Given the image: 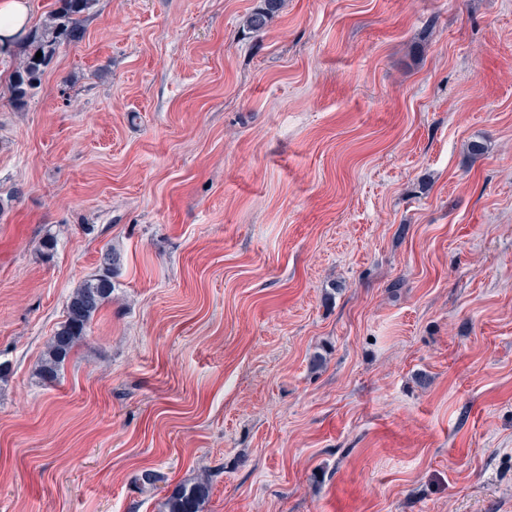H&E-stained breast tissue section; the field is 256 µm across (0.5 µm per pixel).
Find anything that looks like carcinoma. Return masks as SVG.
I'll list each match as a JSON object with an SVG mask.
<instances>
[{
	"label": "carcinoma",
	"instance_id": "carcinoma-1",
	"mask_svg": "<svg viewBox=\"0 0 512 512\" xmlns=\"http://www.w3.org/2000/svg\"><path fill=\"white\" fill-rule=\"evenodd\" d=\"M94 0H58V6L23 40V54L10 72L9 84L16 108H24L42 86L45 69L60 47L80 40L81 18ZM281 8V0H264V7L249 14L247 28L261 32ZM42 53L36 58V53ZM117 254L108 249L102 254L97 274L83 280L69 296L65 320L48 340L41 366V377L54 381L60 369L75 354L88 335L94 316L112 296V274ZM210 495V482L202 479L191 485H180L165 502V512H200Z\"/></svg>",
	"mask_w": 512,
	"mask_h": 512
}]
</instances>
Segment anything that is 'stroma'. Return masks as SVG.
I'll list each match as a JSON object with an SVG mask.
<instances>
[{"label": "stroma", "mask_w": 512, "mask_h": 512, "mask_svg": "<svg viewBox=\"0 0 512 512\" xmlns=\"http://www.w3.org/2000/svg\"><path fill=\"white\" fill-rule=\"evenodd\" d=\"M262 5L0 54V512H512V0ZM282 0H264V7L249 14L245 20L247 28L253 32L264 31L281 8ZM117 254L108 249L102 254L97 274L83 280L69 296L65 320L48 340L41 366V377L54 381L60 369L75 354L88 335L94 316L112 296V274ZM210 488L208 479L176 487L164 504L165 512H201L200 506L209 497Z\"/></svg>", "instance_id": "35a3bbf8"}]
</instances>
